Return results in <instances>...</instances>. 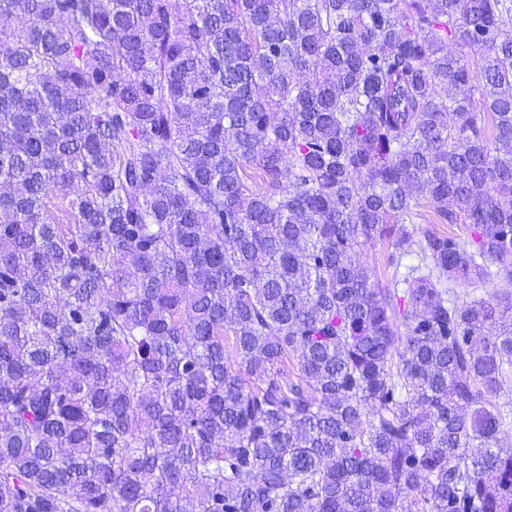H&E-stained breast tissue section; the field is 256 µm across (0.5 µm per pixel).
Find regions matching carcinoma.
I'll use <instances>...</instances> for the list:
<instances>
[{"mask_svg": "<svg viewBox=\"0 0 512 512\" xmlns=\"http://www.w3.org/2000/svg\"><path fill=\"white\" fill-rule=\"evenodd\" d=\"M0 16V512H512V0ZM414 222L416 226L422 225L423 227L434 228L439 232L453 233L460 240H467L466 226L464 224L448 225L437 223L429 208L421 209L420 215L414 218ZM392 251L387 244H378L375 248H366L359 254V262L370 267L383 282L391 280L394 267L388 264V254Z\"/></svg>", "mask_w": 512, "mask_h": 512, "instance_id": "1", "label": "carcinoma"}]
</instances>
